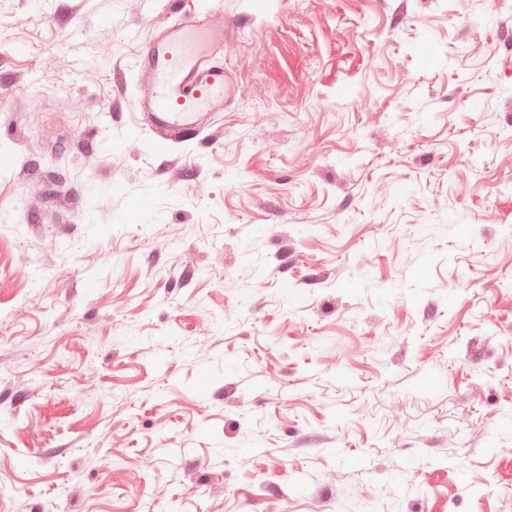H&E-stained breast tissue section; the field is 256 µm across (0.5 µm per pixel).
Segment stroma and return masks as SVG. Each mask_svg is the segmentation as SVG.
Listing matches in <instances>:
<instances>
[{
	"instance_id": "1",
	"label": "stroma",
	"mask_w": 512,
	"mask_h": 512,
	"mask_svg": "<svg viewBox=\"0 0 512 512\" xmlns=\"http://www.w3.org/2000/svg\"><path fill=\"white\" fill-rule=\"evenodd\" d=\"M0 151V512H512V0H0ZM224 28L202 13L179 15L146 45L138 69L149 93L136 102L159 149L179 135L198 134L224 108L232 81L220 62Z\"/></svg>"
}]
</instances>
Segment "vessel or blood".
Segmentation results:
<instances>
[{
    "label": "vessel or blood",
    "instance_id": "1",
    "mask_svg": "<svg viewBox=\"0 0 512 512\" xmlns=\"http://www.w3.org/2000/svg\"><path fill=\"white\" fill-rule=\"evenodd\" d=\"M224 30L202 13L185 14L146 45L138 69L149 92L136 106L159 149L177 136L200 132L224 107L232 81L220 61Z\"/></svg>",
    "mask_w": 512,
    "mask_h": 512
}]
</instances>
